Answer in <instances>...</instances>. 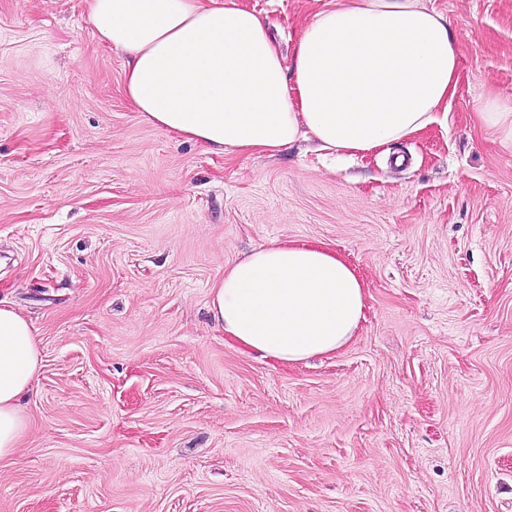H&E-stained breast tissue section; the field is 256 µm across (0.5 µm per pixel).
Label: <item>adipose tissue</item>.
Segmentation results:
<instances>
[{
	"mask_svg": "<svg viewBox=\"0 0 512 512\" xmlns=\"http://www.w3.org/2000/svg\"><path fill=\"white\" fill-rule=\"evenodd\" d=\"M98 41L127 57L124 92L141 118L221 154L273 156L301 137L338 158L385 152L447 126L459 54L425 0H327L292 57L241 0H85ZM480 124L512 147V99L489 93ZM366 286L322 242H275L224 271L210 312L243 350L282 364L348 344ZM42 366L29 321L0 302V462L29 423L20 407Z\"/></svg>",
	"mask_w": 512,
	"mask_h": 512,
	"instance_id": "ef3b65f1",
	"label": "adipose tissue"
}]
</instances>
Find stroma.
Here are the masks:
<instances>
[{
	"mask_svg": "<svg viewBox=\"0 0 512 512\" xmlns=\"http://www.w3.org/2000/svg\"><path fill=\"white\" fill-rule=\"evenodd\" d=\"M242 2L288 55L325 0ZM429 4L460 55L447 128L336 164L169 135L83 0H0V300L43 358L0 512H512V147L474 117L512 98V0ZM288 240L367 285L353 340L298 365L209 311Z\"/></svg>",
	"mask_w": 512,
	"mask_h": 512,
	"instance_id": "obj_1",
	"label": "stroma"
}]
</instances>
